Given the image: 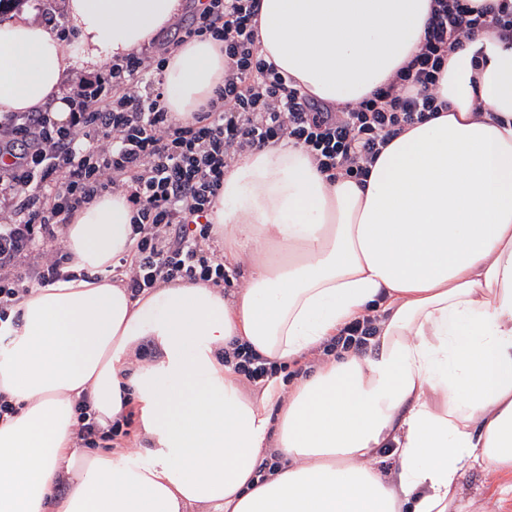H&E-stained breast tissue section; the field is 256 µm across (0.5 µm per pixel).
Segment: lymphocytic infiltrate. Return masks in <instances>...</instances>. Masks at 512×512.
Segmentation results:
<instances>
[{"mask_svg":"<svg viewBox=\"0 0 512 512\" xmlns=\"http://www.w3.org/2000/svg\"><path fill=\"white\" fill-rule=\"evenodd\" d=\"M259 10L260 0H207L180 27L178 43L224 46V82L192 120L163 104L165 57L143 52L81 83L68 123L48 111L0 115V330L22 295L64 277L59 229L117 190L133 208L138 238L112 271L132 296L176 279L223 286L228 275L208 216L236 156L288 139L328 179H363L384 145L437 112L449 52L483 30L512 44V0H436L419 53L386 88L321 107L260 58Z\"/></svg>","mask_w":512,"mask_h":512,"instance_id":"1","label":"lymphocytic infiltrate"}]
</instances>
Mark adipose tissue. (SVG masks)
I'll return each instance as SVG.
<instances>
[{
    "label": "adipose tissue",
    "instance_id": "adipose-tissue-1",
    "mask_svg": "<svg viewBox=\"0 0 512 512\" xmlns=\"http://www.w3.org/2000/svg\"><path fill=\"white\" fill-rule=\"evenodd\" d=\"M434 0H261L262 59L300 92L355 103L420 51ZM72 42L27 11L0 23V113L67 122L71 68L104 70L150 46L184 0H66ZM449 53L444 108L406 127L365 181L328 180L292 141L225 173L210 215L231 295L198 281L140 296L104 271L132 253L123 193L61 234L69 279L17 303L0 350V512H479L467 472L512 499V46L486 30ZM224 81V53H171L164 103L182 120ZM377 315L366 353L327 355ZM156 353L139 354L144 339ZM313 361L245 393L224 350ZM138 413L145 458L81 450L83 420ZM397 452L389 472L381 449ZM63 496H55L59 481Z\"/></svg>",
    "mask_w": 512,
    "mask_h": 512
}]
</instances>
